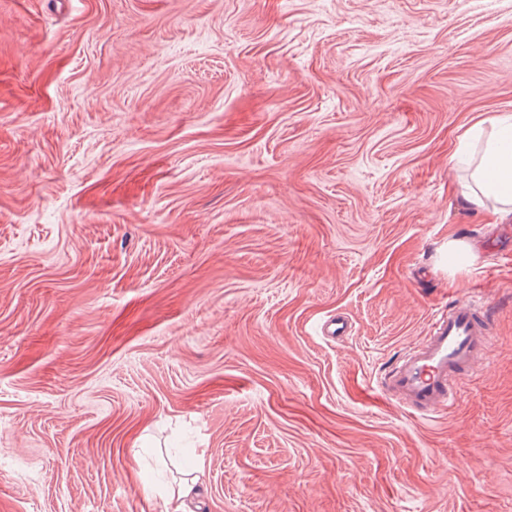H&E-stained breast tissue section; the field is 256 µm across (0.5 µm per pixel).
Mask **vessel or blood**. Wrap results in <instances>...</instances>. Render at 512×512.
<instances>
[{
	"mask_svg": "<svg viewBox=\"0 0 512 512\" xmlns=\"http://www.w3.org/2000/svg\"><path fill=\"white\" fill-rule=\"evenodd\" d=\"M492 329L473 300L460 299L431 319L424 340L407 350L381 382V391L410 413L452 407L459 388L487 360Z\"/></svg>",
	"mask_w": 512,
	"mask_h": 512,
	"instance_id": "b4317fda",
	"label": "vessel or blood"
}]
</instances>
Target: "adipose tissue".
Returning a JSON list of instances; mask_svg holds the SVG:
<instances>
[{
    "mask_svg": "<svg viewBox=\"0 0 512 512\" xmlns=\"http://www.w3.org/2000/svg\"><path fill=\"white\" fill-rule=\"evenodd\" d=\"M466 198L474 207L487 199L497 203L496 219L512 215V115L497 117L472 175Z\"/></svg>",
    "mask_w": 512,
    "mask_h": 512,
    "instance_id": "obj_1",
    "label": "adipose tissue"
}]
</instances>
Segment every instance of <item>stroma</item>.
I'll return each mask as SVG.
<instances>
[{"mask_svg":"<svg viewBox=\"0 0 512 512\" xmlns=\"http://www.w3.org/2000/svg\"><path fill=\"white\" fill-rule=\"evenodd\" d=\"M501 114L512 0H0V512H512V218L451 160ZM472 299L439 310L427 336L407 350L381 381V392L410 413L437 414L458 400V388L488 359L492 328Z\"/></svg>","mask_w":512,"mask_h":512,"instance_id":"1","label":"stroma"}]
</instances>
